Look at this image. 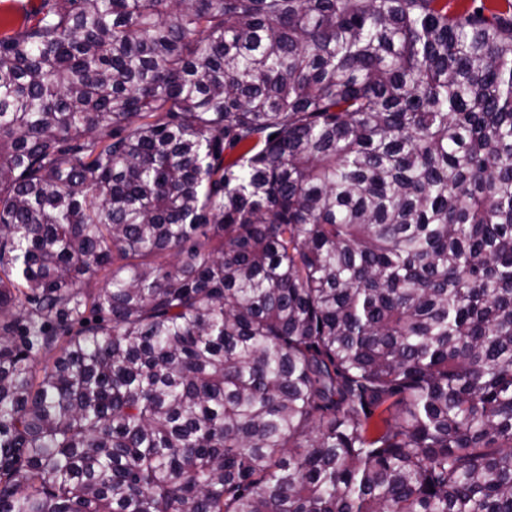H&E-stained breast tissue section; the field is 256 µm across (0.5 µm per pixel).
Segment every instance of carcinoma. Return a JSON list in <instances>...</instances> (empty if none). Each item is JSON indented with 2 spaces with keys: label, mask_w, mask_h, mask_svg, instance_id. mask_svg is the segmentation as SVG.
<instances>
[{
  "label": "carcinoma",
  "mask_w": 512,
  "mask_h": 512,
  "mask_svg": "<svg viewBox=\"0 0 512 512\" xmlns=\"http://www.w3.org/2000/svg\"><path fill=\"white\" fill-rule=\"evenodd\" d=\"M0 512H512V0L4 14Z\"/></svg>",
  "instance_id": "obj_1"
}]
</instances>
